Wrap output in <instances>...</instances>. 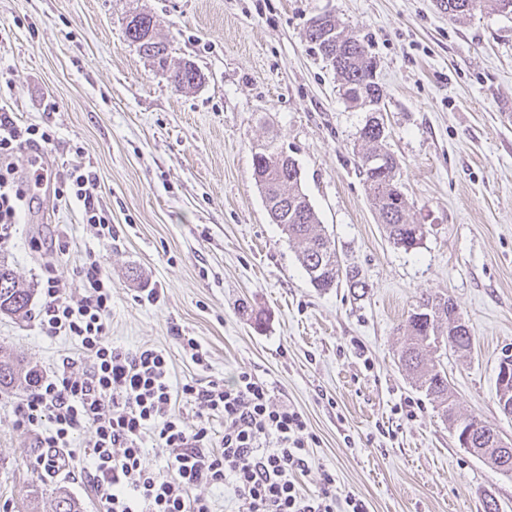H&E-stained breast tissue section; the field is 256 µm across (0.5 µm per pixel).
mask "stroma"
Returning <instances> with one entry per match:
<instances>
[{
  "label": "stroma",
  "instance_id": "1",
  "mask_svg": "<svg viewBox=\"0 0 512 512\" xmlns=\"http://www.w3.org/2000/svg\"><path fill=\"white\" fill-rule=\"evenodd\" d=\"M139 12L201 85L175 91L127 40ZM323 14L376 63L386 146L425 230L412 250L389 243L359 172L368 112L306 37ZM0 106L57 139L42 157L10 159L30 204L5 256L35 291L27 318L0 315L1 348L43 375L76 355L68 337L43 336L36 288L91 249L112 281L114 346L166 350L181 382L201 372L175 336L195 337L211 375L250 371L304 413L318 437L305 489L326 469L370 512H485L491 499L512 512V474L459 448L397 356L419 297L451 296L475 338L470 356L441 358L459 408L512 439L495 387L512 351V14L453 20L434 0H0ZM272 136L365 290L317 291L272 222L253 175ZM78 162L97 173L111 240L57 198ZM148 284L164 292L157 304L137 300ZM23 396L0 393V512H48L61 488L98 512L79 475L85 436L45 471L39 432L15 425Z\"/></svg>",
  "mask_w": 512,
  "mask_h": 512
}]
</instances>
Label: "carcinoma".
Returning a JSON list of instances; mask_svg holds the SVG:
<instances>
[{
  "label": "carcinoma",
  "instance_id": "1",
  "mask_svg": "<svg viewBox=\"0 0 512 512\" xmlns=\"http://www.w3.org/2000/svg\"><path fill=\"white\" fill-rule=\"evenodd\" d=\"M448 16L456 19L472 15L486 5L495 10L512 13V0H436ZM157 21L149 14L134 16L126 26L127 39L138 45L146 56L157 59L159 66L167 65L164 54L167 45L157 40ZM335 31L334 39L324 40L322 35L307 32V39L318 51L328 50L333 54V70L339 77L343 92L354 90L378 93V82L373 80L375 63L364 43L353 33L340 29L335 22L330 24ZM171 83L177 90L192 89L202 82L201 72L190 63L175 67L170 74ZM359 139L363 153L360 173L364 177L366 191L383 224L389 243L406 251L415 248L423 239L424 227L407 220L408 204L398 197L400 164L384 147L386 138L375 132L373 119H368L360 129ZM372 157L384 159L383 167L366 165ZM254 179L266 203L273 204L269 211L273 223L292 240L301 244L298 260L311 285L320 291L336 288L341 284L354 290L366 288L359 271L343 266L337 254L335 240L320 225L319 217L302 189L301 172L295 161H285L280 149L269 142L263 151L253 157ZM33 289L21 283L14 270L0 255V313L11 316H26ZM455 302L445 295H425L420 298L417 309L431 320L418 318L412 313L404 324L406 344L399 352L400 364L413 375L416 388L434 403L441 417L448 422V430L462 419L449 391L448 376L444 369L428 363L423 351L441 346L444 350L459 355L472 352L474 338L471 331L458 330L452 326L451 314ZM32 373L24 371V365L13 355L0 350V392L24 389L29 385ZM52 512H82L79 503L67 491L59 490L53 499Z\"/></svg>",
  "mask_w": 512,
  "mask_h": 512
}]
</instances>
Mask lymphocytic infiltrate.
Wrapping results in <instances>:
<instances>
[{"label": "lymphocytic infiltrate", "mask_w": 512, "mask_h": 512, "mask_svg": "<svg viewBox=\"0 0 512 512\" xmlns=\"http://www.w3.org/2000/svg\"><path fill=\"white\" fill-rule=\"evenodd\" d=\"M27 146L50 150L55 137L1 112L0 157ZM97 188L95 174L81 163L66 171L57 195L78 202L84 223L106 240L112 226ZM73 280L84 289L77 301L67 292ZM40 287L43 335L74 340L90 367L78 371L67 361L53 375H35L15 424L31 431L47 427L40 444L49 450L41 460L49 468L59 465L53 449L70 447L77 435L86 434L84 473L100 512H213L210 500L198 493L206 485L232 490L236 512H369L357 493L337 494L329 471H322L318 490L303 488L300 479L311 469L317 437L298 408L276 402L267 382L242 370L228 380L210 377L177 386L163 350L113 346L112 283L95 253H88L71 277L49 271ZM180 400L196 408V424L177 413ZM217 420L222 429L214 428ZM148 440L165 450L163 467L147 463Z\"/></svg>", "instance_id": "1"}]
</instances>
